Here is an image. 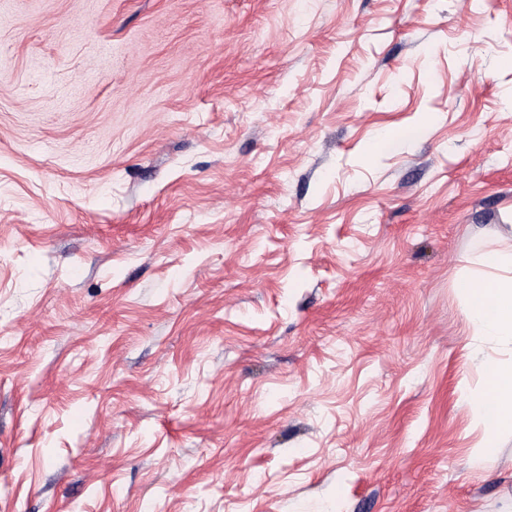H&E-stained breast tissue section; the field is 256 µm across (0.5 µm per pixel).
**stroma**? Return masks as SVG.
I'll return each instance as SVG.
<instances>
[{"instance_id":"stroma-1","label":"stroma","mask_w":512,"mask_h":512,"mask_svg":"<svg viewBox=\"0 0 512 512\" xmlns=\"http://www.w3.org/2000/svg\"><path fill=\"white\" fill-rule=\"evenodd\" d=\"M510 246L512 0H0V512H504ZM478 261L487 272L461 286L470 298L467 320L477 335L512 356V248L481 250ZM485 385L482 395L472 403L476 422L484 432V452L497 448V434L512 428V357L510 364L484 361Z\"/></svg>"}]
</instances>
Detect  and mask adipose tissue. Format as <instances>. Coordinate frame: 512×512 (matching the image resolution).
<instances>
[{"label": "adipose tissue", "instance_id": "obj_1", "mask_svg": "<svg viewBox=\"0 0 512 512\" xmlns=\"http://www.w3.org/2000/svg\"><path fill=\"white\" fill-rule=\"evenodd\" d=\"M478 261L484 274L462 285L470 298L467 320L486 342L512 353V249L482 250ZM483 373L484 390L472 411L484 432L482 448L491 452L498 432L512 428V363L485 361Z\"/></svg>", "mask_w": 512, "mask_h": 512}]
</instances>
